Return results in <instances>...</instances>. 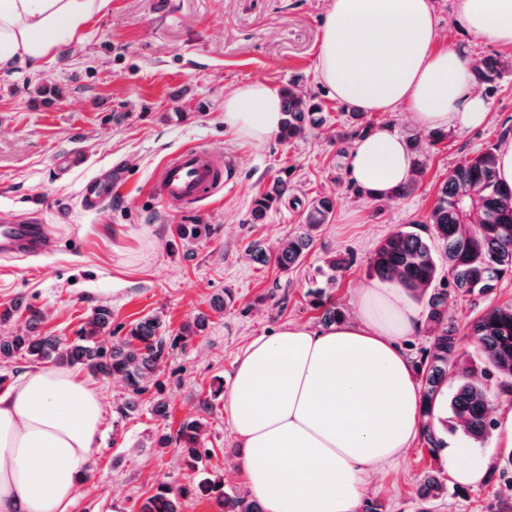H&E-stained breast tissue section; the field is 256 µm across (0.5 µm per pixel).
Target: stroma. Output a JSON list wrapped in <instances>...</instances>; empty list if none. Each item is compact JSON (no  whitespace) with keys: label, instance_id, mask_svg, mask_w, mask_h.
<instances>
[{"label":"stroma","instance_id":"obj_1","mask_svg":"<svg viewBox=\"0 0 512 512\" xmlns=\"http://www.w3.org/2000/svg\"><path fill=\"white\" fill-rule=\"evenodd\" d=\"M454 0H434L437 47H458L481 59L500 46L475 38L457 17ZM329 0H111L89 23L83 40L39 68L0 72V213L40 214L51 227L41 255L0 257V310L20 298L41 310L37 331L74 339L92 309L112 308V325L128 329L160 315L169 336L207 315L202 335L177 344L136 412L118 419L119 380L91 378L104 405L100 451L92 474L77 491L71 512H140L157 483L192 487L220 479L231 495L247 491L242 454L214 379L231 386L237 357L255 338L301 324L321 329V313L306 292L331 256L352 254L328 292L353 312L357 288L370 282L367 266L382 239L424 221L438 185L462 159L512 137V69L495 83L474 82L490 120L475 130L449 129L431 145L409 112H372L375 128L400 138L418 137L426 169L416 189L393 202L356 194L347 154L333 138L346 123L339 102L316 73L317 48ZM298 81L321 101L324 124L305 137L258 144L224 123V99L240 85L262 81L280 89ZM204 145L236 164L223 196L187 212L170 210L152 196L151 179L170 153ZM125 165L128 174L93 212L85 211L81 186L101 168ZM291 198L251 223L254 198L278 177ZM329 195L336 201L329 224L295 268L260 265L254 246L273 251L301 223L303 202ZM176 224H209L211 238L172 245ZM233 301L216 302L224 294ZM512 303V276L487 298L453 302L448 315L466 340L474 318L491 305ZM166 405L155 412V401ZM187 419L203 423L208 451L202 466L187 468L176 447L154 448L150 438L176 432ZM430 454L413 441L392 469L375 478L367 496L386 512H420L416 486L423 473L446 472L448 454L460 451L488 463L486 480L470 487L449 483L432 512H484L500 484L504 449L493 440L475 443L461 432Z\"/></svg>","mask_w":512,"mask_h":512}]
</instances>
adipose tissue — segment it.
<instances>
[{"instance_id":"obj_1","label":"adipose tissue","mask_w":512,"mask_h":512,"mask_svg":"<svg viewBox=\"0 0 512 512\" xmlns=\"http://www.w3.org/2000/svg\"><path fill=\"white\" fill-rule=\"evenodd\" d=\"M110 0H0V70L38 65L83 39ZM475 37L512 47V0H456ZM431 0H330L316 71L338 101L406 109L421 128L477 129L489 119L471 60L436 48ZM283 114L261 81L224 99V122L261 143ZM352 180L382 193L406 181L402 139L380 129L349 154ZM355 319L323 330L288 325L254 339L235 364L224 409L243 450L247 488L264 512H358L375 475L421 430L419 387L402 340L423 319L396 282L356 293ZM104 420L100 393L50 365L0 392V512H70L92 472Z\"/></svg>"}]
</instances>
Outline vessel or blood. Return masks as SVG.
<instances>
[{
    "label": "vessel or blood",
    "instance_id": "vessel-or-blood-1",
    "mask_svg": "<svg viewBox=\"0 0 512 512\" xmlns=\"http://www.w3.org/2000/svg\"><path fill=\"white\" fill-rule=\"evenodd\" d=\"M236 169L234 160L205 146H191L170 154L151 181L154 194L168 207L187 210L222 196ZM121 166L109 168L106 177H98L82 190L87 209L100 207L110 183L124 179ZM49 225L37 217L9 219L0 216V255L26 257L40 252L49 235Z\"/></svg>",
    "mask_w": 512,
    "mask_h": 512
}]
</instances>
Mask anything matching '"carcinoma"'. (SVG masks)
Masks as SVG:
<instances>
[{"instance_id":"cac0c4a2","label":"carcinoma","mask_w":512,"mask_h":512,"mask_svg":"<svg viewBox=\"0 0 512 512\" xmlns=\"http://www.w3.org/2000/svg\"><path fill=\"white\" fill-rule=\"evenodd\" d=\"M508 67V62L484 58L473 65L474 73L484 82L493 83ZM283 115L279 139L288 142L305 136L322 122L321 104L295 86L281 90ZM349 134L338 135L346 143L356 135L364 136L372 125L365 113H348ZM497 148L490 147L460 161L440 185L434 205L426 216L429 235L414 229L395 232L378 244L370 260V271L383 281H397L424 307V322L430 345L416 363L421 392V441L431 453L444 447L435 425V407L448 376L456 381L448 397L447 421L462 430L474 443L489 438L496 427L493 402L512 398V303L493 305L482 310L470 327V340L480 367L461 362L460 339L448 319V289L437 281L452 283L454 297H483L491 294L503 277L512 274V186L500 182L497 175ZM288 200V180L279 178L270 189L258 195L251 209L253 223L262 221L273 207ZM334 200L329 196L312 199L303 211L301 227L288 235L270 255L257 247L255 261L275 263L288 270L298 263L314 242L316 233L329 223ZM173 236L189 245L211 234L208 224H176ZM311 306L322 310L325 324L344 317L340 307L324 300L323 287L317 285L307 293ZM27 312L25 328L0 331V361L29 359L41 363L79 365L94 375L121 380L125 393L115 405L117 417L123 419L136 410V399L149 391L161 363L173 347L163 319L148 316L107 345L112 336V308L101 304L93 308L75 339L40 336L36 327L41 312L21 299L14 300L0 312V324H9L15 315ZM206 317L198 316L182 327L180 339L201 334ZM181 448L182 460L197 468L202 460L201 424L196 420L181 423L176 436L162 431L153 446ZM499 480L503 494L486 506L487 512H512V452L509 453ZM445 493L441 479L426 473L416 495L427 505ZM190 494L212 497L220 512H263L260 503L244 496L224 492L220 481L205 480L192 488H173L159 483L141 512H180L179 498Z\"/></svg>"}]
</instances>
